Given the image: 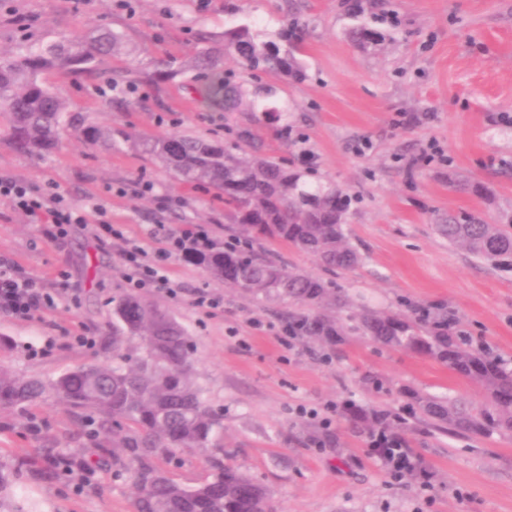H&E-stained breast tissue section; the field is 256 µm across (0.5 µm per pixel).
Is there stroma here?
Masks as SVG:
<instances>
[{"instance_id":"stroma-1","label":"stroma","mask_w":512,"mask_h":512,"mask_svg":"<svg viewBox=\"0 0 512 512\" xmlns=\"http://www.w3.org/2000/svg\"><path fill=\"white\" fill-rule=\"evenodd\" d=\"M250 24L259 39L298 27L291 49L304 72L254 74L232 53L223 67L247 95L221 110L203 103L185 73L157 85L169 59L191 60L194 35L223 46L225 30ZM378 42L359 47L353 27ZM101 28L124 46L91 74H50L81 128L53 152L15 151L0 120V178L42 190L57 186L76 208L104 204L124 239L99 241L72 225L61 240L0 201V256L38 279L54 298L30 321L0 315V366L49 381L104 360L112 345V301L133 293L172 315L195 344V377L223 420L205 450L155 459L179 484L211 480L212 456L269 492L276 512H512V435H454L424 424L427 397L466 394L435 360L356 332L366 310L445 309L456 328L512 366V269L449 245L437 226L448 214L490 224L512 220V0H0V53L24 40L49 42ZM138 80L120 97L113 81ZM101 129L111 148L89 145ZM184 134L258 148L303 174L307 186L355 197L346 226L362 256L351 270L283 244L261 248L289 269L334 282L349 299L323 313L345 329L340 341L284 335L308 306L255 297L186 257L172 258L177 291L131 289L121 253L128 237L154 251L166 234L202 224L216 246L232 237L224 201L174 178L144 140ZM443 158L427 159L428 144ZM153 189L141 192V183ZM218 308L196 306L199 293ZM388 413L423 461L393 480L372 448L371 427L352 426L349 406ZM70 452L88 464L54 479L50 458ZM0 467L17 469L12 512H134L135 488L112 455L87 443L78 410L46 394L25 411L0 410Z\"/></svg>"}]
</instances>
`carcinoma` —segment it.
Masks as SVG:
<instances>
[{"instance_id":"obj_1","label":"carcinoma","mask_w":512,"mask_h":512,"mask_svg":"<svg viewBox=\"0 0 512 512\" xmlns=\"http://www.w3.org/2000/svg\"><path fill=\"white\" fill-rule=\"evenodd\" d=\"M296 39V32L285 31L278 42L260 40L247 25L224 31V45L246 67L295 78L300 73L282 43ZM123 40L120 32L102 30L1 55L0 114L8 119L11 146L26 154L56 148L71 121L65 97L46 74H90L94 63L115 54ZM191 67L209 105L230 108L242 101L241 86L224 76L220 58L210 49L200 51ZM143 146L182 181L224 197L235 238L244 240L191 255V261L256 297L307 306L336 300L331 283L292 272L253 250L252 244L284 243L316 255L330 270L356 267L361 257L345 233L348 194L334 188L307 190L300 185L301 174L288 171L272 156L236 153L187 135L154 138ZM437 230L448 243L480 259L512 266V223L484 224L450 214ZM296 321L310 336L339 335L320 314ZM356 329L387 346L430 357L482 388V403L463 395L446 402L427 399L423 410L430 424L455 434H512V369L455 333L447 314L425 308H415L409 316L366 314ZM135 337L140 341L136 357L126 352V343ZM194 362L186 330L166 311L127 294L112 308V356L107 362L76 368L51 381L21 378L0 367V408L32 404L52 392L80 412L93 414L85 436L98 448H112V463L131 473L138 491L136 512H272L266 490L218 458L212 479L192 488L152 466V459L175 449L208 447L220 425L194 379ZM348 417L371 426L386 420L384 413L369 414L355 406Z\"/></svg>"}]
</instances>
